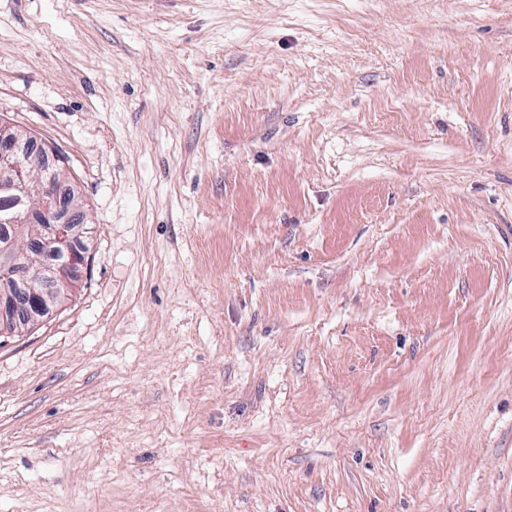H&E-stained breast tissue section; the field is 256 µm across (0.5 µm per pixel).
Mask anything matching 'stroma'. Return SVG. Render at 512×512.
<instances>
[{
	"label": "stroma",
	"mask_w": 512,
	"mask_h": 512,
	"mask_svg": "<svg viewBox=\"0 0 512 512\" xmlns=\"http://www.w3.org/2000/svg\"><path fill=\"white\" fill-rule=\"evenodd\" d=\"M0 124L88 215L0 512H512V0H0Z\"/></svg>",
	"instance_id": "35a3bbf8"
}]
</instances>
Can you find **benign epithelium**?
<instances>
[{
	"instance_id": "1",
	"label": "benign epithelium",
	"mask_w": 512,
	"mask_h": 512,
	"mask_svg": "<svg viewBox=\"0 0 512 512\" xmlns=\"http://www.w3.org/2000/svg\"><path fill=\"white\" fill-rule=\"evenodd\" d=\"M56 159L54 150L44 143L21 151L18 133L0 124V190L39 197L37 204L18 217V223L37 225L36 247L65 255L40 287L13 289L11 282L28 274L29 255L12 240L0 244V335L21 332L54 307L55 301L66 298L86 263L85 252L75 248L76 225L85 223L86 214L74 186L60 166L56 180L35 178L39 166Z\"/></svg>"
}]
</instances>
